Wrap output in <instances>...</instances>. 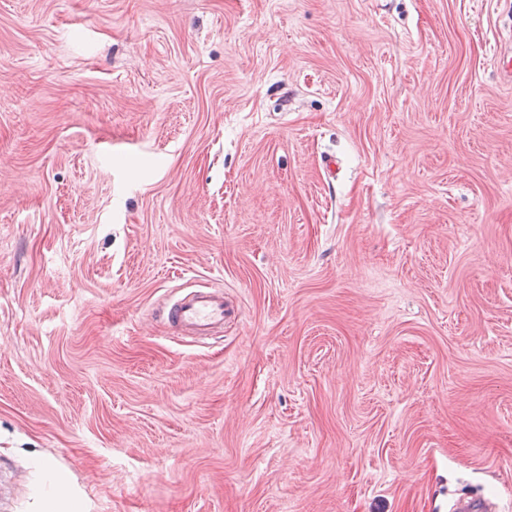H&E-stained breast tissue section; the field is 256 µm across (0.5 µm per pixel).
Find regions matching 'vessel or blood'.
<instances>
[{
	"instance_id": "1",
	"label": "vessel or blood",
	"mask_w": 512,
	"mask_h": 512,
	"mask_svg": "<svg viewBox=\"0 0 512 512\" xmlns=\"http://www.w3.org/2000/svg\"><path fill=\"white\" fill-rule=\"evenodd\" d=\"M231 313L223 291L199 289L168 306L167 320L169 326L177 331L207 336L221 329Z\"/></svg>"
}]
</instances>
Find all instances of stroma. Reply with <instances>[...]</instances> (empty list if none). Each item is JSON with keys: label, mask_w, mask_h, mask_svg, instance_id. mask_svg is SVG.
I'll list each match as a JSON object with an SVG mask.
<instances>
[{"label": "stroma", "mask_w": 512, "mask_h": 512, "mask_svg": "<svg viewBox=\"0 0 512 512\" xmlns=\"http://www.w3.org/2000/svg\"><path fill=\"white\" fill-rule=\"evenodd\" d=\"M504 51L512 0H0V512H512ZM231 313L222 290L198 289L168 306L167 320L184 334L208 336L221 329Z\"/></svg>", "instance_id": "stroma-1"}]
</instances>
